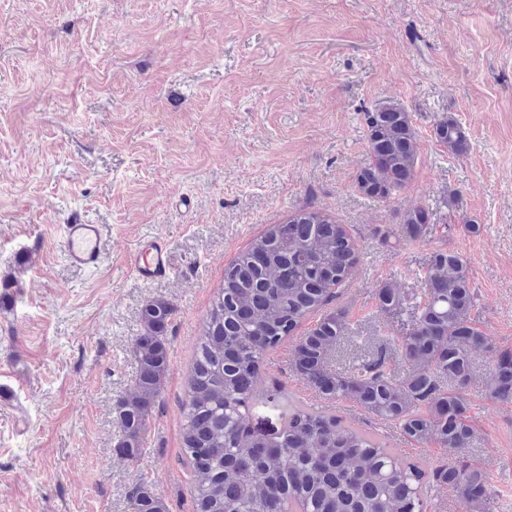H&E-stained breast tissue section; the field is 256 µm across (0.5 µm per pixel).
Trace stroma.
Returning <instances> with one entry per match:
<instances>
[{"instance_id": "1", "label": "stroma", "mask_w": 512, "mask_h": 512, "mask_svg": "<svg viewBox=\"0 0 512 512\" xmlns=\"http://www.w3.org/2000/svg\"><path fill=\"white\" fill-rule=\"evenodd\" d=\"M385 99L411 113L417 162L378 203L353 177L368 160L364 114ZM445 116L467 152L436 141ZM416 204L433 230L407 241L400 214ZM307 206L360 251L329 305L348 321L331 368L382 354L395 377L409 372L402 324L375 290L423 297L439 249L464 261L475 327L512 351V0H0V287L12 298L0 308V512H132L140 483L169 512H194L183 401L211 299L252 238ZM76 220L102 227L98 268L62 255ZM148 235L166 241L172 273L147 283L127 260ZM155 298L174 309L169 370L131 460L116 408ZM294 348L290 337L265 354L268 393L335 407L424 470L447 461L354 400H326L297 375ZM471 359L466 454L491 512H512V400L487 391L491 353ZM375 299L378 310L386 316H392L401 309L404 297L400 288H394L387 282L376 288Z\"/></svg>"}]
</instances>
